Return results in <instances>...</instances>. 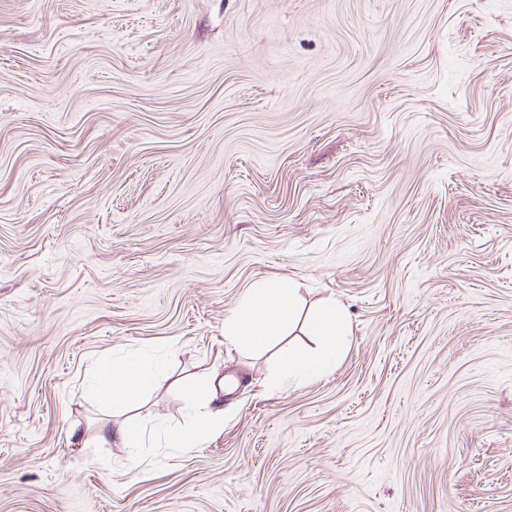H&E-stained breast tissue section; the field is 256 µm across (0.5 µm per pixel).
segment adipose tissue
Masks as SVG:
<instances>
[{
  "mask_svg": "<svg viewBox=\"0 0 512 512\" xmlns=\"http://www.w3.org/2000/svg\"><path fill=\"white\" fill-rule=\"evenodd\" d=\"M297 310V290L290 282L271 279L250 289L240 306L224 320V334L239 346H257L285 335ZM317 344L310 349H282V380L304 381L322 375L336 363L348 332L344 309L336 300L321 303L310 318ZM157 365L139 352L100 354L95 362L93 387L103 400L119 408L136 401L157 376Z\"/></svg>",
  "mask_w": 512,
  "mask_h": 512,
  "instance_id": "obj_1",
  "label": "adipose tissue"
}]
</instances>
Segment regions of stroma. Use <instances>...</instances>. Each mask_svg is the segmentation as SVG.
<instances>
[{
  "mask_svg": "<svg viewBox=\"0 0 512 512\" xmlns=\"http://www.w3.org/2000/svg\"><path fill=\"white\" fill-rule=\"evenodd\" d=\"M269 278L329 373L225 338ZM0 512H512V0H0ZM310 328L317 345L312 349L285 348L280 351L279 370L283 381H304L322 375L336 364L347 336L348 321L336 300L321 303L310 318ZM158 372V366L147 362L139 352H104L95 362L93 387L103 400L119 408L136 401ZM224 423V413L216 411L201 417L190 430L165 431L166 448H194L208 434L216 432Z\"/></svg>",
  "mask_w": 512,
  "mask_h": 512,
  "instance_id": "stroma-1",
  "label": "stroma"
}]
</instances>
